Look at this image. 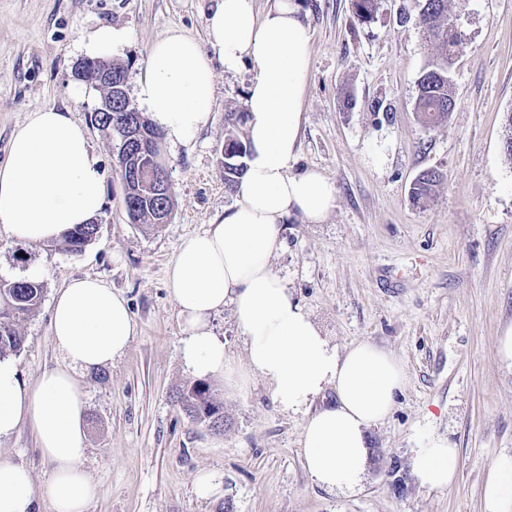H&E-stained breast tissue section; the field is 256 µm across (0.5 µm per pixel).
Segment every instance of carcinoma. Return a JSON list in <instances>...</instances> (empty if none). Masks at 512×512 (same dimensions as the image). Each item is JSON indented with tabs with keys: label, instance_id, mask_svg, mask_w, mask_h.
Listing matches in <instances>:
<instances>
[{
	"label": "carcinoma",
	"instance_id": "1",
	"mask_svg": "<svg viewBox=\"0 0 512 512\" xmlns=\"http://www.w3.org/2000/svg\"><path fill=\"white\" fill-rule=\"evenodd\" d=\"M414 6L424 27L425 43L435 51L432 62L419 75L415 110L420 122L432 127L448 117L454 104L449 69L462 34L449 22L448 0H414ZM354 8L359 21L369 22L377 11L378 0H354ZM127 105L126 98L112 96V111L97 115L95 125L114 133L116 118ZM244 121V114L232 112L224 126V151L228 153L224 157V185L230 190L245 173L248 145L240 130ZM442 180L443 174L436 170L422 172L413 183L412 196L419 201L430 198ZM123 203L125 211L135 212V223L157 227L160 215H171L173 194L165 195L160 201H145L130 193L124 195ZM96 237L97 225L82 224L66 231L62 243L66 250L80 252ZM42 293L43 285L39 281L23 277L0 278V357L16 353L23 347L24 336L18 330V322L37 308ZM177 402L193 421L217 432L224 430V407L214 400L208 384H193L177 396Z\"/></svg>",
	"mask_w": 512,
	"mask_h": 512
}]
</instances>
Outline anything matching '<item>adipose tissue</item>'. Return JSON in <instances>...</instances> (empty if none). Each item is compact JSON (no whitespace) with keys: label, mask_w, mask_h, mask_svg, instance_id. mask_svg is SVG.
I'll return each instance as SVG.
<instances>
[{"label":"adipose tissue","mask_w":512,"mask_h":512,"mask_svg":"<svg viewBox=\"0 0 512 512\" xmlns=\"http://www.w3.org/2000/svg\"><path fill=\"white\" fill-rule=\"evenodd\" d=\"M206 28L205 46L177 30L154 41L137 88L151 121L170 139L186 142L211 119L216 66L235 72L248 60L254 67L245 101L250 150L236 202L204 232L185 239L168 270L180 357L200 380L225 377L240 384L245 375L260 376L283 410L305 416L302 443L312 481L350 489L365 470L366 434L391 412L404 371L368 342L338 351L271 265L290 216L319 224L336 205V189L321 172L290 171L300 147L311 31L297 0H277L261 15L255 0H213ZM104 199L100 159L84 127L66 110L30 113L0 165V224L20 242L43 244L96 218ZM227 304L247 346L243 375L232 368L211 325ZM50 328L66 367L46 370L27 386L11 360H0V438L32 426L53 466L41 494L53 512H88L99 487L82 467L86 401L77 374L123 355L135 323L125 297L87 276L57 292ZM329 389L335 404L309 412ZM411 465L421 487L446 490L456 478L458 450L435 436ZM37 494L27 467L0 459V512H34ZM482 512H512V455L490 467Z\"/></svg>","instance_id":"ef3b65f1"}]
</instances>
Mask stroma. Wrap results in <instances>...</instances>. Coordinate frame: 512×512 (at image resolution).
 <instances>
[{
    "instance_id": "stroma-1",
    "label": "stroma",
    "mask_w": 512,
    "mask_h": 512,
    "mask_svg": "<svg viewBox=\"0 0 512 512\" xmlns=\"http://www.w3.org/2000/svg\"><path fill=\"white\" fill-rule=\"evenodd\" d=\"M312 30L311 69L295 170L314 168L334 183L336 207L320 224L295 215L282 226L272 258L298 300L338 349L367 341L394 356L406 383L391 413L367 433L382 461H367L360 483L329 490L304 467L303 415L281 409L266 382L245 389L211 381L224 406V430L196 423L176 395L194 378L179 358L177 305L167 272L181 240L231 207L224 186L227 112L245 109L252 63L215 69L216 105L194 139L163 140L174 187L167 224L129 220L118 171L119 140L91 117L102 102L78 80L83 38L96 28H126L128 43L105 51L128 68L136 97L148 49L171 29L207 43L210 0H0V163L30 112L69 110L88 132L105 175L97 238L82 252L16 241L0 224V276L41 271L43 297L20 320L14 353L33 384L64 365L50 330L56 292L72 278L104 280L128 301L136 326L126 353L84 372L85 471L101 486L88 512H482L486 473L512 454V371L496 339L512 324V160L503 149L512 111V0H448L462 34L452 67L454 107L423 127L416 81L431 58L412 0H379L360 23L353 0H299ZM444 175L416 202L417 176ZM458 450L454 485L421 487L411 458L432 436ZM0 457L26 466L35 489L52 465L36 431L22 426L0 440ZM398 461V475L388 464ZM216 486L196 493L200 476ZM402 491H394V479Z\"/></svg>"
}]
</instances>
